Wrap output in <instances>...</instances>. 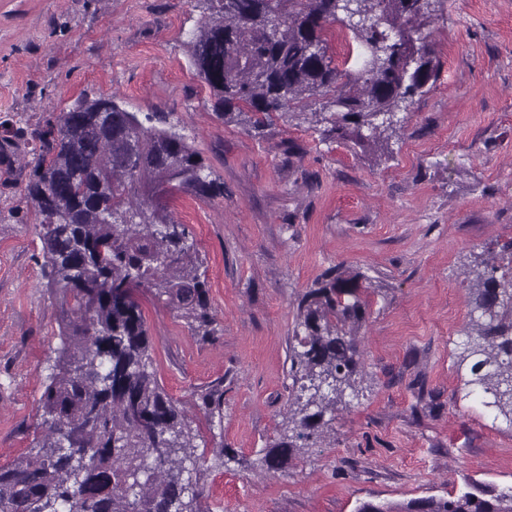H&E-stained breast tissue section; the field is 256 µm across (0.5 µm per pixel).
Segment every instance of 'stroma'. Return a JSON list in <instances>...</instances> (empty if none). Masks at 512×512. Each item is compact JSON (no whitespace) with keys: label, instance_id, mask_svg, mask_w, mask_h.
<instances>
[{"label":"stroma","instance_id":"35a3bbf8","mask_svg":"<svg viewBox=\"0 0 512 512\" xmlns=\"http://www.w3.org/2000/svg\"><path fill=\"white\" fill-rule=\"evenodd\" d=\"M192 0H0V465L28 452L67 305L46 289L24 198L45 128L84 95L160 112L194 138L222 195L169 202L206 259L214 338L162 299L139 301L153 369L200 434L203 512H355L462 490L512 491V422L473 384L467 275L512 261V0H444L426 32L436 82L391 156L374 160L276 120L224 125L193 74ZM293 152H286V145ZM333 269L372 283L360 372L322 435L267 470L299 392L297 305ZM224 382V419L201 393Z\"/></svg>","mask_w":512,"mask_h":512}]
</instances>
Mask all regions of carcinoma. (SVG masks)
<instances>
[{"label":"carcinoma","mask_w":512,"mask_h":512,"mask_svg":"<svg viewBox=\"0 0 512 512\" xmlns=\"http://www.w3.org/2000/svg\"><path fill=\"white\" fill-rule=\"evenodd\" d=\"M190 65L224 124L261 139L275 117L313 126L323 142L379 158L402 128L399 113L437 80L440 61L422 30L443 0H194ZM339 23L377 64L340 67L328 32ZM25 199L41 217L46 286L69 299L30 451L0 465V512H201L197 433L150 370L152 336L138 293H153L197 336L216 333L206 271L187 225L169 210L178 192L221 185L193 140L157 113L110 97H83L32 132ZM486 261L470 271L471 368L489 405L512 418V277ZM365 276L329 273L298 307L303 336L291 371L300 383L296 432L264 461L283 468L297 441L354 386L358 333L371 305ZM224 418L223 383L202 394ZM356 512H512V493L465 491Z\"/></svg>","instance_id":"obj_1"}]
</instances>
